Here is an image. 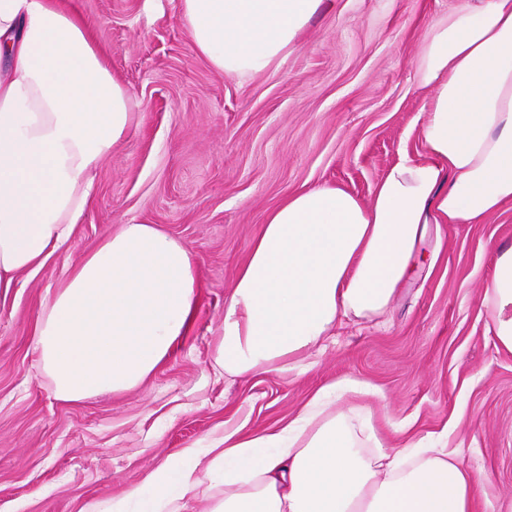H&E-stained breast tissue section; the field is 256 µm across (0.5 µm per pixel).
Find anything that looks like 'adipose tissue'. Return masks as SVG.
Masks as SVG:
<instances>
[{
  "label": "adipose tissue",
  "mask_w": 512,
  "mask_h": 512,
  "mask_svg": "<svg viewBox=\"0 0 512 512\" xmlns=\"http://www.w3.org/2000/svg\"><path fill=\"white\" fill-rule=\"evenodd\" d=\"M323 3L180 0V17L216 70L246 76L284 60ZM416 79L433 90L421 149L387 169L369 202L320 186L268 213L224 309L225 372L299 368L340 321L390 312L425 225L480 224L512 201V0L465 5L428 30ZM131 101L63 0H0V284L42 267L81 223ZM199 288L193 252L155 225L101 240L36 326L57 399L141 383L186 336ZM482 306L512 353V246L497 247ZM335 394L318 391L279 430L225 433L218 456L183 450L112 512H180L205 479L224 486L208 512H475L486 476L458 449L366 453L349 414L328 412Z\"/></svg>",
  "instance_id": "adipose-tissue-1"
}]
</instances>
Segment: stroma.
Here are the masks:
<instances>
[{"instance_id": "obj_1", "label": "stroma", "mask_w": 512, "mask_h": 512, "mask_svg": "<svg viewBox=\"0 0 512 512\" xmlns=\"http://www.w3.org/2000/svg\"><path fill=\"white\" fill-rule=\"evenodd\" d=\"M68 2L137 118L98 164L83 223L38 272L0 288V512L108 510L178 451L276 430L335 383L353 388L335 407L352 409L367 450L444 438L488 477L476 512H512V353L481 306L496 245H512V201L481 224L428 225L389 315L336 326L302 370L234 377L216 363L224 306L268 212L322 185L369 201L401 153L420 150L432 94L415 79L422 36L463 0H325L296 50L250 77L198 55L180 0ZM129 223L193 251V325L140 385L62 402L38 365L37 320Z\"/></svg>"}]
</instances>
